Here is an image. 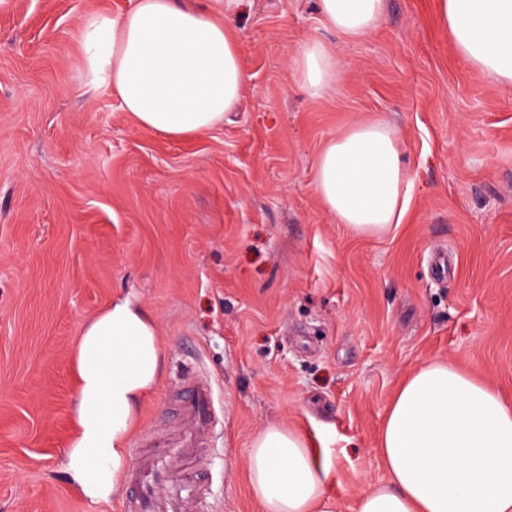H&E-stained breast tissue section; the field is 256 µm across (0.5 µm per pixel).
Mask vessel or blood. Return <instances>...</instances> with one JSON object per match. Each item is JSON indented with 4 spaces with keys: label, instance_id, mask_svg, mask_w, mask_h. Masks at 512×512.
Segmentation results:
<instances>
[{
    "label": "vessel or blood",
    "instance_id": "obj_1",
    "mask_svg": "<svg viewBox=\"0 0 512 512\" xmlns=\"http://www.w3.org/2000/svg\"><path fill=\"white\" fill-rule=\"evenodd\" d=\"M180 417L185 434L179 444L149 449L125 475L129 495L122 512H182L189 500L199 499V474L175 475L177 464L196 459L205 444L215 416L210 384L186 381L182 386Z\"/></svg>",
    "mask_w": 512,
    "mask_h": 512
}]
</instances>
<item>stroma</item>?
I'll return each instance as SVG.
<instances>
[{"label": "stroma", "instance_id": "stroma-1", "mask_svg": "<svg viewBox=\"0 0 512 512\" xmlns=\"http://www.w3.org/2000/svg\"><path fill=\"white\" fill-rule=\"evenodd\" d=\"M317 4L246 0L240 104L172 140L86 84L85 17L130 0H0V512H119L126 487L95 504L62 468L79 329L119 295L164 347L130 454L181 436L182 374L205 376L217 419L192 467L215 512H259L245 457L272 423L331 452L335 512H355L386 478L385 412L426 361L512 399V89L456 54L437 0H386L356 40ZM311 36L342 70L317 99L289 64ZM374 120L395 128L413 188L402 224L363 237L314 178L328 141Z\"/></svg>", "mask_w": 512, "mask_h": 512}]
</instances>
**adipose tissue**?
Masks as SVG:
<instances>
[{
	"mask_svg": "<svg viewBox=\"0 0 512 512\" xmlns=\"http://www.w3.org/2000/svg\"><path fill=\"white\" fill-rule=\"evenodd\" d=\"M244 0H131L120 16L88 15L80 44L86 77L111 89L141 127L187 138L224 121L246 87L232 27ZM325 28L349 39L381 23L385 0H318ZM440 23L458 55L490 82L512 88V0H439ZM299 87L318 98L342 71L333 50L307 38L290 58ZM412 179L386 121L357 122L331 139L316 163L315 191L337 223L380 236L401 223ZM156 321L132 296L88 317L77 339L70 483L88 500H109L130 461L139 407L163 372ZM386 481L356 512H512V400L451 363L405 376L378 440ZM260 512H334L332 457H317L292 429L267 426L245 459Z\"/></svg>",
	"mask_w": 512,
	"mask_h": 512,
	"instance_id": "adipose-tissue-1",
	"label": "adipose tissue"
}]
</instances>
